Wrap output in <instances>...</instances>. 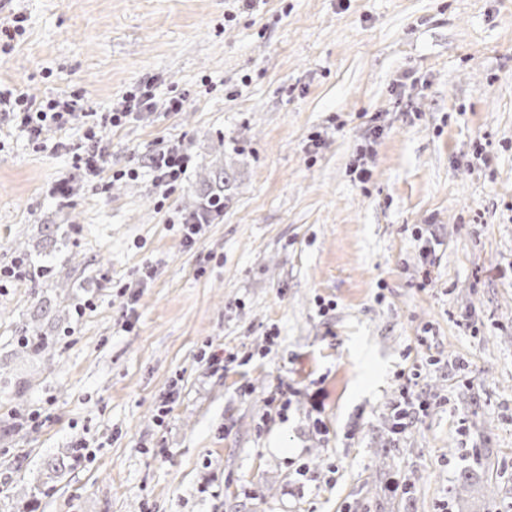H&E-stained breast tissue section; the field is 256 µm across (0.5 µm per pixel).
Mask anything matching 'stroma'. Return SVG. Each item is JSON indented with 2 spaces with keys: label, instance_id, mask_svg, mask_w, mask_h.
Segmentation results:
<instances>
[{
  "label": "stroma",
  "instance_id": "35a3bbf8",
  "mask_svg": "<svg viewBox=\"0 0 512 512\" xmlns=\"http://www.w3.org/2000/svg\"><path fill=\"white\" fill-rule=\"evenodd\" d=\"M21 15L0 92L81 113L0 126V512H457L466 474L512 512V0H0ZM145 84L85 176L86 113ZM174 143L166 194L144 161ZM405 376L428 408L398 434ZM123 102L124 106L121 110L108 112V115L103 116V125L119 127L131 118H144L157 108L155 95L149 85L127 92Z\"/></svg>",
  "mask_w": 512,
  "mask_h": 512
}]
</instances>
